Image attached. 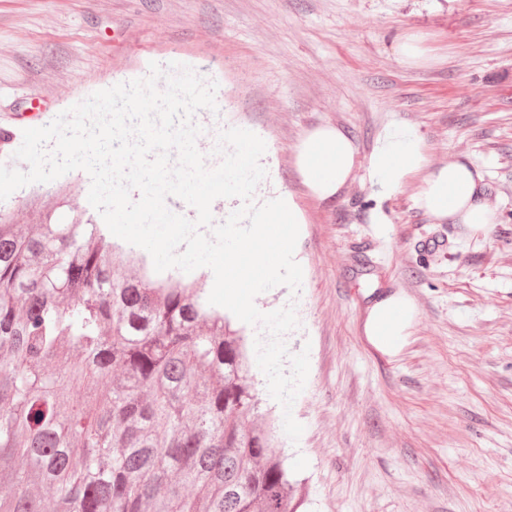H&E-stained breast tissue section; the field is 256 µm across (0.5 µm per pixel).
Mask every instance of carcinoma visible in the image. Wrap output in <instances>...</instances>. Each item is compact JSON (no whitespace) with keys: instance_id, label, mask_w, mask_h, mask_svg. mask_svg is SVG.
<instances>
[{"instance_id":"obj_1","label":"carcinoma","mask_w":512,"mask_h":512,"mask_svg":"<svg viewBox=\"0 0 512 512\" xmlns=\"http://www.w3.org/2000/svg\"><path fill=\"white\" fill-rule=\"evenodd\" d=\"M127 254L0 204V512H297L244 337Z\"/></svg>"}]
</instances>
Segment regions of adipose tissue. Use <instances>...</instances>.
<instances>
[{
    "label": "adipose tissue",
    "mask_w": 512,
    "mask_h": 512,
    "mask_svg": "<svg viewBox=\"0 0 512 512\" xmlns=\"http://www.w3.org/2000/svg\"><path fill=\"white\" fill-rule=\"evenodd\" d=\"M358 149L341 128L324 125L306 134L297 147L299 174L320 200L338 195L350 180ZM373 185L383 195L397 192L406 180L424 174L418 204L426 214L439 220L469 225L485 232L498 221V211L486 196L485 178L480 168L466 158H458L430 168L423 138L413 129L390 124L378 138L367 159ZM415 309L405 299L392 295L375 302L364 325L365 334L385 352H394L414 319Z\"/></svg>",
    "instance_id": "obj_1"
}]
</instances>
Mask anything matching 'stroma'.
Segmentation results:
<instances>
[{"label": "stroma", "instance_id": "obj_1", "mask_svg": "<svg viewBox=\"0 0 512 512\" xmlns=\"http://www.w3.org/2000/svg\"><path fill=\"white\" fill-rule=\"evenodd\" d=\"M417 35L429 60L396 52ZM178 62L217 82L199 110L207 167L220 130L266 143L256 196H292L305 224L289 353L309 349L292 405L299 441L279 434L301 512H512V0H0V126L41 127L96 91ZM424 139L431 166L466 157L485 174L499 222L487 233L436 222L423 176L389 197L366 160L387 126ZM340 127L358 163L338 196L312 197L299 142ZM6 200L20 224L58 198ZM397 295L416 310L399 349L364 333Z\"/></svg>", "mask_w": 512, "mask_h": 512}]
</instances>
